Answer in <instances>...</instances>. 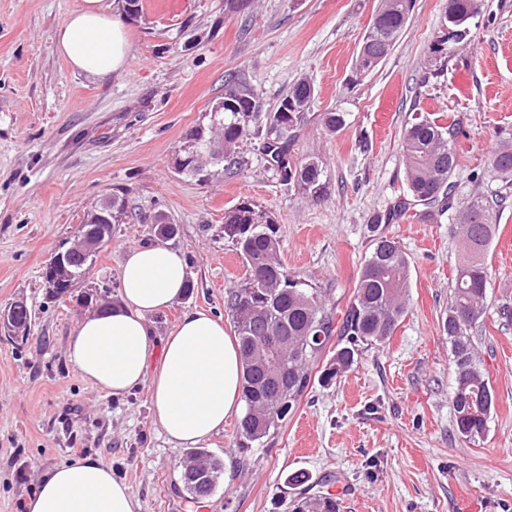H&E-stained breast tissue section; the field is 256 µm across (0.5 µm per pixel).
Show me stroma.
<instances>
[{
	"instance_id": "35a3bbf8",
	"label": "stroma",
	"mask_w": 512,
	"mask_h": 512,
	"mask_svg": "<svg viewBox=\"0 0 512 512\" xmlns=\"http://www.w3.org/2000/svg\"><path fill=\"white\" fill-rule=\"evenodd\" d=\"M80 0H0V308L25 301V339L0 334V512H25L43 475L82 458L110 463L142 512H283L301 470L343 512H512V203L487 253V318L475 340L495 408L482 440L455 428V365L442 322L462 249L447 218L423 207L389 218L406 189L401 135L414 118L456 121L457 199L498 189L487 178L498 144L512 140V0H479L457 54L435 58L446 0H414L387 58L353 79L352 64L380 0H141L126 18L128 73L106 80L72 72L54 33ZM237 74L266 105L300 80L314 99L295 159L322 160L329 182L316 200L282 186L257 141L240 144L232 178L176 173L185 133L209 123L212 101ZM346 125L328 131L324 113ZM483 174L474 183L472 174ZM113 194L133 212L114 225L72 294L51 297L44 273L80 232L85 210ZM249 201L277 221L280 259L328 295L343 316L371 251L368 224L386 219L411 267L410 301L393 336L363 348L330 386L313 385L274 436L241 451L236 420L206 441L230 464L212 495L192 500L180 481L186 451L156 432L147 387L126 397L93 389L71 366L72 330L94 301L119 298L126 248L152 241L157 217L176 224L170 244L193 288L152 319L163 338L198 307L226 317L224 295L244 268L225 240L224 213Z\"/></svg>"
}]
</instances>
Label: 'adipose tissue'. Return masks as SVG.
<instances>
[{
  "label": "adipose tissue",
  "instance_id": "ef3b65f1",
  "mask_svg": "<svg viewBox=\"0 0 512 512\" xmlns=\"http://www.w3.org/2000/svg\"><path fill=\"white\" fill-rule=\"evenodd\" d=\"M69 66L99 79L127 71L130 47L124 22L106 0H81L55 36ZM181 253L155 242L125 250L119 301L82 318L67 358L94 389L113 397L147 387L153 423L174 448H196L241 414L238 344L222 318L194 308L162 340L152 315L185 294ZM27 512H141L127 484L109 463L86 458L55 467L28 498Z\"/></svg>",
  "mask_w": 512,
  "mask_h": 512
}]
</instances>
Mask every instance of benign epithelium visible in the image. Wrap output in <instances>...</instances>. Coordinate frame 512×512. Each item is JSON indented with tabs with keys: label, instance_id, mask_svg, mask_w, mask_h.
Listing matches in <instances>:
<instances>
[{
	"label": "benign epithelium",
	"instance_id": "benign-epithelium-1",
	"mask_svg": "<svg viewBox=\"0 0 512 512\" xmlns=\"http://www.w3.org/2000/svg\"><path fill=\"white\" fill-rule=\"evenodd\" d=\"M194 164L192 165L195 174L206 179L210 176L211 167L216 160L221 158V151L215 146L201 151L193 150ZM82 227L85 228L81 239L73 243L67 249L55 254L52 261L53 272L46 277V285L50 292L54 293L57 288L70 284V280H79V273L72 270L74 257L80 255L83 260H88L97 251L100 241L96 240L91 231L96 228L112 230V202L104 201L87 210L82 217ZM27 308L25 302L18 300L8 307L0 309V333L8 336H21L29 333L30 324L22 323L17 319V313Z\"/></svg>",
	"mask_w": 512,
	"mask_h": 512
}]
</instances>
